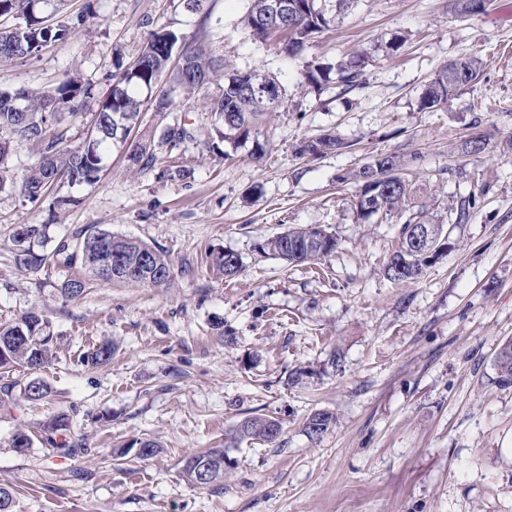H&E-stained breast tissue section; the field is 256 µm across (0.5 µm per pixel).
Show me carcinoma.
Returning a JSON list of instances; mask_svg holds the SVG:
<instances>
[{"instance_id":"carcinoma-1","label":"carcinoma","mask_w":512,"mask_h":512,"mask_svg":"<svg viewBox=\"0 0 512 512\" xmlns=\"http://www.w3.org/2000/svg\"><path fill=\"white\" fill-rule=\"evenodd\" d=\"M66 0H0V17L13 16L21 20V28H0V65L6 66L18 59L31 56L41 50L44 43L64 41L78 34L84 26L86 16L80 15L68 24L45 25V13L58 12ZM298 5L292 14L278 21H264L270 0H248L244 16L245 24L253 37L268 41H278L281 52L295 57L314 41L324 30L336 23V19L352 7L355 0H336L335 12L323 7L327 0H312L308 10L299 8L307 0H288ZM176 33L160 29L149 33L143 50L134 60L126 63L123 57L116 59V72L113 74V89L110 97L98 103L91 113L89 123L80 131H73L68 118L80 114L82 107L93 98L90 85L72 75L50 90L24 89L25 112L22 117L11 106L16 92L0 89V131L7 130L21 140L30 141L40 148L39 162L25 171L19 185L20 194L30 203H43L47 200L57 204L62 202L58 193L65 186L94 184L104 172V155L118 144V132L112 131V121L119 113L131 121V129L137 139L132 141V156L128 167L137 172L153 169L158 161L157 149H174L189 138L185 121L171 116L172 100L164 90L155 97L159 105L156 115L162 123L156 128L139 129L138 121L144 100L140 93L157 86L162 75L169 76L170 83L188 94L200 93L208 88L214 74L223 66L222 59L216 57L209 47L201 42L183 50V55L191 64V72L183 73L172 64L169 43L178 42ZM365 60L358 59L349 64L313 62L303 73L304 81L319 87L336 72L342 90L350 92L364 88L363 69ZM482 63L475 58L451 61L437 71L431 82L419 97L418 107L422 112H437L448 105V99L464 86L479 83ZM265 84L273 87L277 101H268L248 94L246 80L235 71L224 75V86L218 95H207L205 107L214 116V121L222 125L221 136L227 140L252 141V156L260 160L266 155V145L259 139L258 127L266 122L281 107L286 94L277 77L257 72ZM351 147V144L332 134H321L301 141L297 154L318 158L332 152ZM417 156H401L396 153L381 154L363 164L359 169L343 174L338 181H352L357 191L370 193L378 191L372 213L356 210L358 217L367 221L373 216L383 217L397 213L404 218L402 238L387 264L384 276L395 283H410L415 278L406 271L415 268L419 271L430 266L448 247V242L436 243L431 254L407 252V231L412 224H427L426 210L408 207L413 187L402 176V171L413 165ZM479 202L476 191L462 197L457 206V223L465 221L470 211ZM317 233L330 241L322 253L307 247L309 238ZM48 239L47 225L27 224L13 239L16 260L24 267L38 271L53 261L65 264L80 263L90 278H69L58 288L60 295L68 300L78 299L87 291L92 281L98 280L97 269L107 257L112 263L132 265L143 256H148L154 272L159 274L154 286L169 284L172 261L169 255L155 247L133 238H127L88 225L77 230L72 239L59 241L48 254L35 252L31 243ZM339 241L332 233L314 230L313 226L294 227L288 231L258 244V253L264 257L278 259L288 265L313 264L336 252ZM206 262L212 271L225 278L239 274L243 262L239 254L230 250H211L206 253ZM56 338L50 332L49 320L35 311L25 313L12 324L0 325V374H9L18 368L36 373L55 358ZM114 347L109 341H101L77 357V362L85 367L98 368L112 361ZM498 379L503 386H512V339L505 341L496 356ZM18 393H13L14 388ZM50 394L49 385L39 377L29 379L25 384L14 382L0 388V406L16 405L21 402L36 404ZM336 422V417L324 410L309 415L303 424V431L312 440L321 437ZM282 431L278 420L271 417L252 416L244 419L237 427L242 438L259 439L272 443L277 437L270 435V429ZM41 443L54 454L75 457L87 453L86 444L75 436L70 417L58 414L44 422ZM146 449L142 458L153 457L161 445L158 441L137 437L125 444L120 456L124 457L137 447ZM224 449L207 448L188 456L183 466V477L195 486L211 485L224 477V469L215 471L211 479L201 482L203 465L224 462Z\"/></svg>"}]
</instances>
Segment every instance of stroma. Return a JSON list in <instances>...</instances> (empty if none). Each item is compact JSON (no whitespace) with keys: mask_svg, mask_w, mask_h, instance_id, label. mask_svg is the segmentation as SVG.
I'll list each match as a JSON object with an SVG mask.
<instances>
[{"mask_svg":"<svg viewBox=\"0 0 512 512\" xmlns=\"http://www.w3.org/2000/svg\"><path fill=\"white\" fill-rule=\"evenodd\" d=\"M89 12L76 36L0 70V85L50 89L72 71L93 87L87 111L112 91L116 54L132 58L150 31L207 39L228 69L275 75L286 95L259 128L267 153L219 140L201 95L173 92L191 132L160 164L130 172L111 148L94 185L63 188L70 204L32 205L15 186L39 158L11 139L0 188V324L31 309L48 316L61 343L40 372L50 395L0 407V487L16 512H512V386L495 366L512 339V0H487L483 13L458 14L452 0H356L297 57L255 40L246 0H208L206 15L181 0H67L63 15ZM364 56L365 86L305 84L309 62ZM482 60L474 87L445 110L418 99L434 74L461 58ZM330 131L352 150L313 159L302 139ZM481 133L484 152L462 143ZM418 155L416 199L432 223L451 222L461 196L480 194L453 247L412 283L394 284L384 265L403 220L360 223L354 183L339 175L380 153ZM190 163L181 180L164 170ZM48 225L52 251L94 224L166 251L167 287L101 283L76 300L57 287L79 264L39 271L17 265L12 236ZM335 234L340 247L317 263L291 267L260 257L258 243L300 226ZM237 252L243 269L225 280L205 252ZM111 339L110 364L87 368L77 355ZM340 354V366L331 357ZM302 384L289 387L292 370ZM318 410L335 425L310 439L303 422ZM70 415L88 451L47 456L41 442L11 448L20 430ZM279 420L275 443L234 441L245 418ZM157 439L148 459L115 460L118 445ZM224 446V478L201 488L184 480L185 457Z\"/></svg>","mask_w":512,"mask_h":512,"instance_id":"stroma-1","label":"stroma"}]
</instances>
